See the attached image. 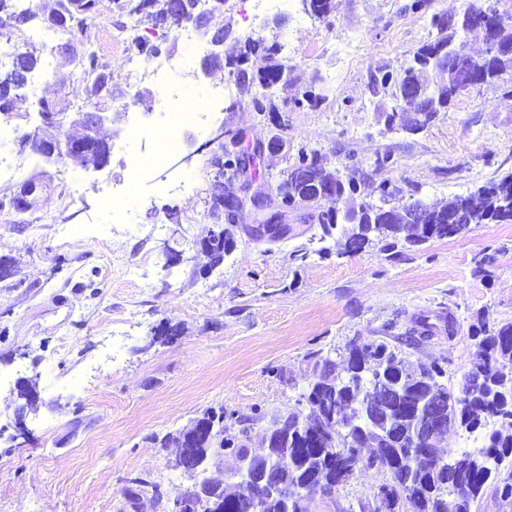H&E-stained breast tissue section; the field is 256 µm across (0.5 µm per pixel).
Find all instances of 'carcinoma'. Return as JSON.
Wrapping results in <instances>:
<instances>
[{
  "mask_svg": "<svg viewBox=\"0 0 512 512\" xmlns=\"http://www.w3.org/2000/svg\"><path fill=\"white\" fill-rule=\"evenodd\" d=\"M96 0H57V12L72 18L69 34L82 33L95 9ZM480 6L470 4L460 14L444 16L434 13L430 23L437 30L434 41L420 46L413 54L411 63L398 75L380 69L371 75L372 89L384 92L394 101L388 123L401 118L403 128L417 132L428 126L414 115L422 112L432 118L448 111L453 98L463 89L489 83L502 74L512 72V17L484 32L486 50L472 59L474 75L467 81H459L454 70L456 61L451 53L464 48L458 37L462 32L474 30L475 11ZM23 64L0 77V114H12L19 91L26 87L29 77L38 65L31 54L22 55ZM84 76L90 81L89 92L96 96L107 85V78L100 71L97 54L87 49L76 60ZM260 85L266 89L282 83L288 84L285 67L273 65L259 76ZM294 167L301 170L302 178L286 172L275 190L288 202H296L307 210L303 218L317 221L322 236L330 235L338 224L344 225V249L358 252L378 240L392 249L403 240L410 244H422L432 238L448 236V217L467 230L471 224L512 222V173L502 176L485 186L466 194L448 199L442 206H425L426 219L416 220L419 202L393 205L397 220L389 221L386 215L370 206V201L355 197L358 191L356 168L349 169L347 177L327 170L323 156L316 149L302 148ZM333 187L336 198L318 195V188ZM472 338L480 349L481 362L473 367L466 378L469 380L470 399L458 410L451 406L448 418L451 423L467 430L476 429L482 421L497 419L500 428L489 437V443L476 452L455 454L451 469L434 470L416 461L406 451L410 438L406 435L410 423L401 421L400 411L383 409L378 419L359 431L367 443L379 444L388 452L372 461V466L387 472L391 482L381 487L382 500L393 508L404 499L414 507V512H453L450 505L457 494L464 497L459 512H469L472 502L482 493L494 471L507 459H512V323L499 328H477ZM344 365L338 367L323 360L312 385V406L308 418L302 420L299 413L290 411L276 418L269 428L266 454L253 455L239 438L230 432L225 420H233L224 411H207L197 419L209 425V429L196 432L189 428L175 437L161 439V445L177 448V465L183 464L186 453L185 440L193 438L197 456L204 462L210 457H221L228 452L239 462L237 469L238 490L224 492L222 509L206 512H249L251 495L243 477L265 460L288 454V464L278 472V480L288 494L305 484L321 485L333 481L342 483L355 471V466L342 467L336 462L337 434L329 429L326 417L338 411L354 412L366 404L369 393L366 379L382 375L387 382L398 388L403 395L402 406H410L417 400L434 399L447 389L440 382L443 366L433 361L418 366L407 365L384 342L362 346L352 344L347 349ZM135 488L129 491V502L136 504L143 495L151 494L150 501L162 499L160 485L143 477L134 478Z\"/></svg>",
  "mask_w": 512,
  "mask_h": 512,
  "instance_id": "1",
  "label": "carcinoma"
}]
</instances>
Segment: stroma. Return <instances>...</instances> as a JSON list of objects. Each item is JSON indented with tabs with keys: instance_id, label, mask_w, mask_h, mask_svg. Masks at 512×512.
Segmentation results:
<instances>
[{
	"instance_id": "obj_1",
	"label": "stroma",
	"mask_w": 512,
	"mask_h": 512,
	"mask_svg": "<svg viewBox=\"0 0 512 512\" xmlns=\"http://www.w3.org/2000/svg\"><path fill=\"white\" fill-rule=\"evenodd\" d=\"M251 17L247 0H225L210 29H223L218 62L199 73L192 93L226 86L205 125H186L166 164L127 186L136 158L153 149L163 121L159 90L129 86L130 61L154 67L210 46L201 31L185 41L171 23L137 25L142 49L102 41V23L119 19L115 0H97L84 35L0 26V49L36 52L50 72L23 90L14 115L0 118V149L13 159L0 175V512H169L168 500L193 488L177 468L165 435L190 428L210 408L233 413L234 431L258 451L273 418L308 414L300 395L323 359L341 361L351 342L385 340L407 362L443 364L456 389L479 361L472 329L512 323V222L473 224L462 234L383 251L380 243L349 254L341 229L289 217L285 238L255 239L249 215L216 217L210 210L226 183L216 165V133L237 138L255 155L249 177L273 185L300 147L320 150L328 168L357 177L371 200L378 187L400 188L402 202L433 204L469 193L512 173V75L461 91L448 111L411 133L387 126L393 100L373 92L371 74L407 65L437 35L412 0H333L318 19L299 0ZM279 41L287 54L246 52V35ZM101 40L106 88L90 95L67 58ZM158 48L148 56L147 48ZM288 68L266 111L253 109L257 77L274 64ZM250 80L231 82L233 70ZM320 99L294 107L307 87ZM61 98L71 113L99 111L101 137L111 145L100 171L43 161L21 148L38 131L37 102ZM274 137L286 152L262 148ZM389 155L384 165L377 156ZM81 185L67 193L63 178ZM44 184L34 206L18 212L9 198L26 180ZM128 187L124 218L112 216V191ZM230 227L235 246L210 266L200 242L213 224ZM32 380L38 401L20 398ZM24 430H17L16 420ZM160 484L166 498L132 510L129 480ZM388 473L359 469L316 500L311 512H412L388 509L379 488Z\"/></svg>"
}]
</instances>
